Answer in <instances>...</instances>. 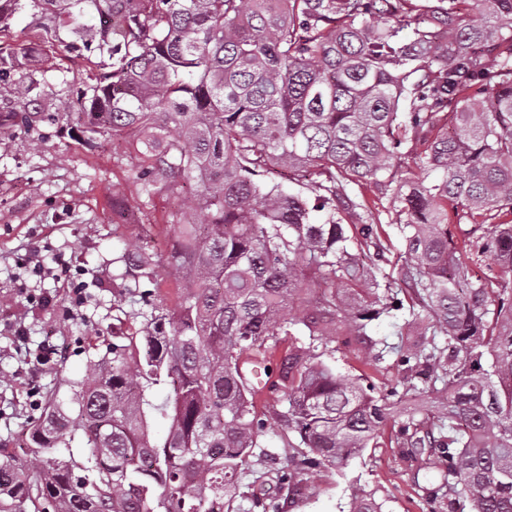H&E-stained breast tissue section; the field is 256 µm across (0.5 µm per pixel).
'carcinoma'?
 I'll return each mask as SVG.
<instances>
[{"mask_svg": "<svg viewBox=\"0 0 512 512\" xmlns=\"http://www.w3.org/2000/svg\"><path fill=\"white\" fill-rule=\"evenodd\" d=\"M463 2L0 0V90L23 108L15 126L76 114L90 144L127 139L146 197L195 179L189 210L203 215L178 225L165 256L126 245L141 327L112 331L69 402H48L24 455L0 448V512H233L240 466L269 429L255 410L263 391L283 396L271 418L299 437L274 487L302 491L377 445L394 403L312 347L273 364L278 336L301 326L326 349L336 332L324 322L336 321L376 364L372 324L405 309L406 326L447 346L396 351L407 380L442 384L402 411V447L448 462V512L467 501L512 512V0H471L474 19ZM73 52L88 82L49 112L36 73ZM278 167L298 188L269 178ZM367 185L401 217L399 274L415 306L396 304L370 206L349 195ZM450 210L474 230L454 238ZM472 257L493 261L476 281ZM161 265L181 281L172 308L147 289ZM424 414L448 432L418 437ZM158 416L162 439L150 434ZM77 438L83 453L64 454ZM351 512L380 507L358 489Z\"/></svg>", "mask_w": 512, "mask_h": 512, "instance_id": "obj_1", "label": "carcinoma"}]
</instances>
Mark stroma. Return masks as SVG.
<instances>
[{
    "instance_id": "stroma-1",
    "label": "stroma",
    "mask_w": 512,
    "mask_h": 512,
    "mask_svg": "<svg viewBox=\"0 0 512 512\" xmlns=\"http://www.w3.org/2000/svg\"><path fill=\"white\" fill-rule=\"evenodd\" d=\"M39 134L42 144L35 149L27 133L0 127V446L15 450L50 397L69 400V380L80 378L89 361L105 353L115 321L140 328L143 306L122 289L118 257L125 241L145 234L169 250L178 236L172 221L198 190L188 179L176 192L162 189L144 202L136 179L139 162L124 140L86 145L47 123ZM366 219L378 226L386 272L397 274L404 240L395 210L384 200ZM32 239L40 240L54 275L41 279L22 268ZM18 323L26 329L25 357L16 353L11 334ZM403 324L400 318L376 324L374 333L389 350L372 376L377 393L396 392L410 405L414 396L394 365ZM45 342L57 353L29 374L28 357ZM296 442L294 433L278 426L260 436L259 448L241 467L235 512H258L254 496L266 489L268 471L287 464ZM445 467L435 456L424 469L404 458L392 423L377 446L344 467L314 474L302 495L281 497L282 512H349L356 488L366 491L381 512H448L447 496L432 504L426 500Z\"/></svg>"
}]
</instances>
